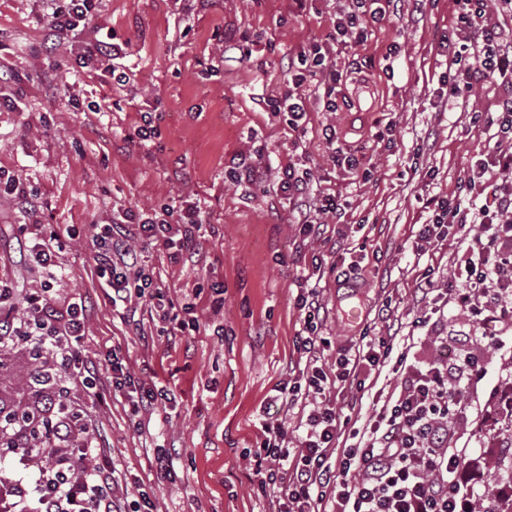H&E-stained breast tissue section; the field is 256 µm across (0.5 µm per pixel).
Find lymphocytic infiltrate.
Listing matches in <instances>:
<instances>
[{
	"mask_svg": "<svg viewBox=\"0 0 512 512\" xmlns=\"http://www.w3.org/2000/svg\"><path fill=\"white\" fill-rule=\"evenodd\" d=\"M456 25L448 32V95L468 96L493 80L506 88L496 111L475 112L472 124L495 128L503 142L512 139V31L497 23L496 10L512 11V0H453ZM50 34L56 40L75 38L80 27L92 21L96 0H44ZM386 16L382 0H349L335 14L332 41L343 47L367 41L374 24ZM342 74L328 51L313 44L300 55L288 92L272 103L275 112L288 115L292 130L302 131L308 102L317 99L323 111L338 109L336 86ZM282 192L294 205L293 219L303 236L318 234L322 218L340 215L344 202L336 195L312 189L309 175L288 167L280 180ZM203 222L198 203L181 210L165 207L142 219L118 210L111 223L93 237L94 262L99 278L111 289L113 309L125 310L133 300L147 298L163 321L172 319L174 304L128 243L127 225L137 227L143 242L170 251L172 256H193L196 233ZM457 240V259L448 278L446 300L464 308L470 323L482 330L483 351L471 349L459 338L452 361L411 359L413 336H406V353L397 355L391 344L355 345L339 354L334 371L319 366L318 353L327 345L317 319L322 309L316 289L301 292L295 305L304 316V336L299 350L306 358L299 380L284 382L279 392L289 403L302 392L316 401L299 426L304 435L295 449L283 446L281 427H266L260 454L279 464L269 483L279 486V512H477L473 492L465 490L458 474L466 456L454 448L455 426L467 417L468 389L487 375L485 349H501L503 340L493 326L512 324V151L501 148L481 154L468 179L450 198L435 200L418 231L416 251L432 241ZM14 289L0 281V330L23 336L53 351L67 375L79 377L85 389L96 386V364L74 355L72 347L85 335L82 303H59L53 284L31 293L24 306L14 304ZM404 365L400 385L369 416L358 443L337 448L341 436L342 407L327 398L325 389L358 380L360 373L380 376L390 355ZM112 388L127 392L137 412L168 401L169 392L135 378L112 359ZM57 444L49 453L52 464L40 470L33 485L22 480L0 486V493L34 499L35 512H122L114 495V472L95 461L91 441L70 446L80 428V417L58 416Z\"/></svg>",
	"mask_w": 512,
	"mask_h": 512,
	"instance_id": "f902f5d3",
	"label": "lymphocytic infiltrate"
}]
</instances>
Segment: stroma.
<instances>
[{
    "label": "stroma",
    "instance_id": "1",
    "mask_svg": "<svg viewBox=\"0 0 512 512\" xmlns=\"http://www.w3.org/2000/svg\"><path fill=\"white\" fill-rule=\"evenodd\" d=\"M338 7V0H307L299 13L293 0H98L80 47L116 42L127 53L87 71L69 43L49 38L43 0H0V65L15 75L14 102L0 105V172L37 194L29 210L0 198V279L29 290L47 278L22 260L19 225L64 233L55 257L59 297L86 306L81 350L100 360L107 401L78 388L72 394L94 446L115 469L117 497L149 491L156 512H278L277 487H258L254 452L263 425H280L290 448L302 436V404L282 402L277 388L305 367L295 297L313 268L321 270L319 333L331 341L320 353L323 364L333 365L362 334L389 336L392 320L407 326L426 317L415 335L428 358L439 353L434 337L465 328L460 308L431 313L417 289L428 267L438 287H447L456 244L436 240L417 256L412 243L429 216L426 200L453 194L479 153L494 147L491 130L470 124L468 115L495 111L504 91L488 83L441 108L448 88L441 36L454 25L453 6L395 0L367 42L335 54L343 73L338 110L310 104L306 133L297 135L267 102L287 90L289 62L324 40ZM393 46L399 53L392 60ZM119 73L127 85L118 84ZM145 111L159 114L160 134L140 142L133 134ZM328 125L369 178L329 160ZM261 144L268 172L254 186L247 165ZM290 165L347 201L343 222L328 216L320 235H300L278 188ZM188 200L204 212L198 256L175 260L129 240L175 306H194L199 331L172 336L145 303L131 319L113 312L92 237L115 209H179ZM214 281L224 284L220 308ZM385 304L386 321L377 317ZM219 324L220 337L213 333ZM501 337L505 351L489 355L486 377L468 393L472 465L460 479L485 495L498 488L488 440L512 445L496 415L512 397V328ZM111 353L135 377L171 390L175 402L134 417L126 397L112 391L104 361ZM163 451L174 465L169 479L157 468Z\"/></svg>",
    "mask_w": 512,
    "mask_h": 512
}]
</instances>
